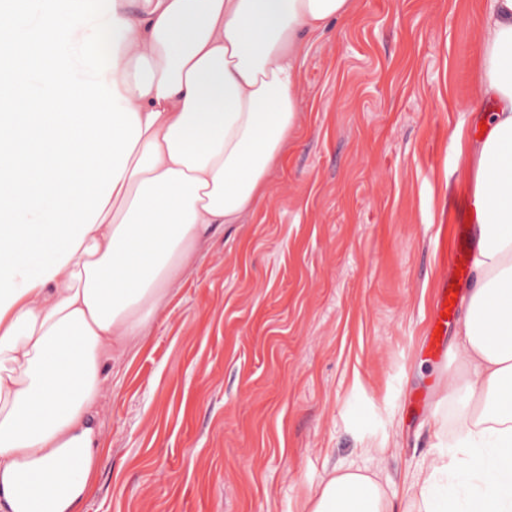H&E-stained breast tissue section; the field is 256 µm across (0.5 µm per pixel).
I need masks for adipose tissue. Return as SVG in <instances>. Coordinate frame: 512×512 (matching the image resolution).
Segmentation results:
<instances>
[{"label": "adipose tissue", "instance_id": "adipose-tissue-1", "mask_svg": "<svg viewBox=\"0 0 512 512\" xmlns=\"http://www.w3.org/2000/svg\"><path fill=\"white\" fill-rule=\"evenodd\" d=\"M359 0H0V512H81L112 370L267 195L303 62ZM474 278L416 498L338 466L299 512H512V0H490ZM466 478L467 501L442 493Z\"/></svg>", "mask_w": 512, "mask_h": 512}]
</instances>
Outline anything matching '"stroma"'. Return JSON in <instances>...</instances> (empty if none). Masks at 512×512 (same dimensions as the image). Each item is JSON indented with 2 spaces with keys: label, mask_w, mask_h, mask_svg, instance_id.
Instances as JSON below:
<instances>
[{
  "label": "stroma",
  "mask_w": 512,
  "mask_h": 512,
  "mask_svg": "<svg viewBox=\"0 0 512 512\" xmlns=\"http://www.w3.org/2000/svg\"><path fill=\"white\" fill-rule=\"evenodd\" d=\"M489 0H360L304 64L271 192L205 246L99 409L83 512H298L339 465L405 494L447 446L457 325L427 354L456 226L476 231Z\"/></svg>",
  "instance_id": "35a3bbf8"
}]
</instances>
